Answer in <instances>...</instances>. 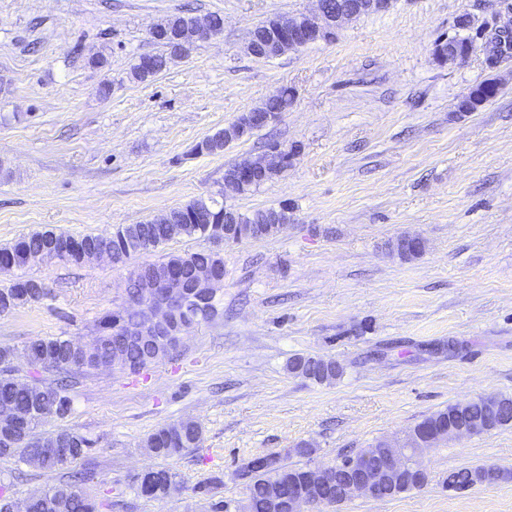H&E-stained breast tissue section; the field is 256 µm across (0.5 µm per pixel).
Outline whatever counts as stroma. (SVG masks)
Listing matches in <instances>:
<instances>
[{
  "instance_id": "1",
  "label": "stroma",
  "mask_w": 512,
  "mask_h": 512,
  "mask_svg": "<svg viewBox=\"0 0 512 512\" xmlns=\"http://www.w3.org/2000/svg\"><path fill=\"white\" fill-rule=\"evenodd\" d=\"M315 0H0V247L44 230L73 235L138 224L194 199L241 212L287 205L267 238L223 245L219 315L146 368L97 371L70 393L72 411L42 434L76 429L94 442L77 469L99 512H237L248 459L287 455L326 466L381 440L400 441L448 405L512 396V56L484 47L440 63L436 41L470 15L485 38L512 25V0H394L338 38L264 59L245 45L266 18L313 12ZM219 13L221 33L154 78L130 75L161 52L150 30L172 15ZM103 67L96 68L92 59ZM492 78L500 91L459 111ZM110 91L100 94L102 83ZM277 123L218 155L195 145L283 89ZM280 144L286 169L253 192H225L224 172ZM425 250L405 261L402 234ZM51 298L0 315V347L87 340L126 304L129 268L36 263ZM336 361L320 384L289 374L294 355ZM191 419L201 447L168 459L143 441ZM311 457L296 454L300 442ZM423 487L356 496L319 512H512V426L439 443L421 460ZM165 465L182 488L163 502L136 494L135 474ZM492 465L507 480L458 493L449 471ZM61 472L0 458V485L23 499ZM211 483V496L194 494Z\"/></svg>"
}]
</instances>
